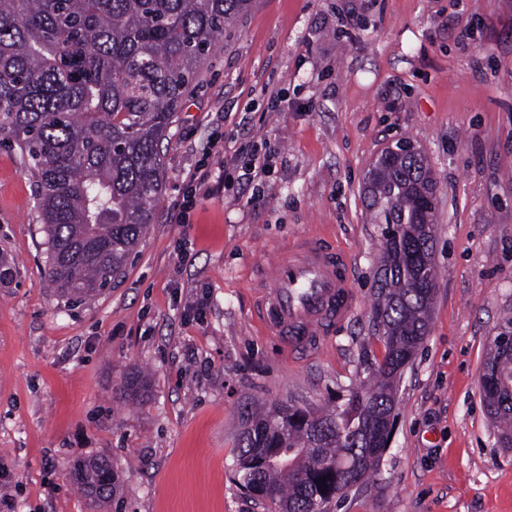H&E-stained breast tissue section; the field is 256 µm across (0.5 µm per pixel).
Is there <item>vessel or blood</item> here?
<instances>
[{"label": "vessel or blood", "mask_w": 512, "mask_h": 512, "mask_svg": "<svg viewBox=\"0 0 512 512\" xmlns=\"http://www.w3.org/2000/svg\"><path fill=\"white\" fill-rule=\"evenodd\" d=\"M351 279L350 258L318 239L307 237L288 253H274L261 285V326L297 353L352 314L357 298Z\"/></svg>", "instance_id": "vessel-or-blood-1"}]
</instances>
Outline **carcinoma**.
Here are the masks:
<instances>
[{"mask_svg":"<svg viewBox=\"0 0 512 512\" xmlns=\"http://www.w3.org/2000/svg\"><path fill=\"white\" fill-rule=\"evenodd\" d=\"M251 0H0V133L28 161L47 244L45 276L86 298L121 274L148 225L163 183L162 144L216 36ZM435 188L421 153L395 155L367 179L370 223L383 236V273L372 312L380 360L331 410L272 403L247 414L230 464L233 481L277 512H315L357 476L392 416L399 368L429 326L434 214L418 197ZM487 367L512 379V356L491 346ZM489 414L512 438V394L486 389ZM97 502L115 478L99 460L74 464ZM323 485H318V482Z\"/></svg>","mask_w":512,"mask_h":512,"instance_id":"cac0c4a2","label":"carcinoma"}]
</instances>
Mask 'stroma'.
Here are the masks:
<instances>
[{
	"mask_svg": "<svg viewBox=\"0 0 512 512\" xmlns=\"http://www.w3.org/2000/svg\"><path fill=\"white\" fill-rule=\"evenodd\" d=\"M287 96L290 110L272 112ZM223 152L206 155L215 136ZM408 139L437 179L438 278L401 376L389 448L328 512H512V447L480 375L512 318V0H254L219 38L164 144L150 225L110 287L45 280L34 183L0 133V512H271L229 477L254 402L334 407L382 358L371 306L382 228L366 172ZM263 173L178 203L202 174ZM320 237L349 255L357 309L302 355L252 310L276 247ZM105 458L92 505L71 479ZM74 474L78 484L88 496L97 502H106L112 498L115 489V478L104 461H77Z\"/></svg>",
	"mask_w": 512,
	"mask_h": 512,
	"instance_id": "1",
	"label": "stroma"
}]
</instances>
